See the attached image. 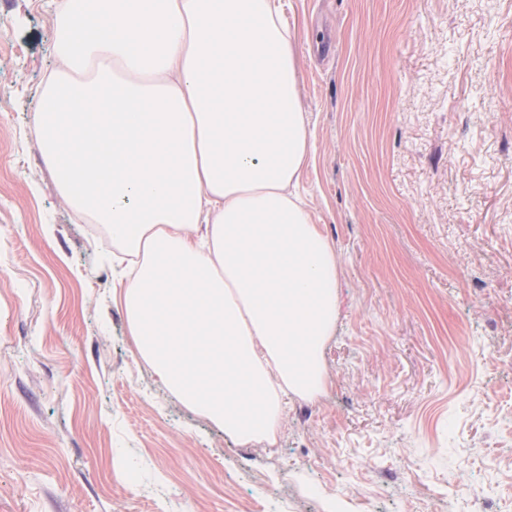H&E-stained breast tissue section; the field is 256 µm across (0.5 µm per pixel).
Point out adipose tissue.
I'll return each mask as SVG.
<instances>
[{
	"label": "adipose tissue",
	"mask_w": 512,
	"mask_h": 512,
	"mask_svg": "<svg viewBox=\"0 0 512 512\" xmlns=\"http://www.w3.org/2000/svg\"><path fill=\"white\" fill-rule=\"evenodd\" d=\"M56 48L43 160L127 263L139 357L235 443L275 444L326 388L339 312L281 0H61Z\"/></svg>",
	"instance_id": "ef3b65f1"
}]
</instances>
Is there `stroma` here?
I'll list each match as a JSON object with an SVG mask.
<instances>
[{"instance_id": "stroma-1", "label": "stroma", "mask_w": 512, "mask_h": 512, "mask_svg": "<svg viewBox=\"0 0 512 512\" xmlns=\"http://www.w3.org/2000/svg\"><path fill=\"white\" fill-rule=\"evenodd\" d=\"M58 2L0 0V512H512V0H282L340 316L273 446L138 357L44 164Z\"/></svg>"}]
</instances>
